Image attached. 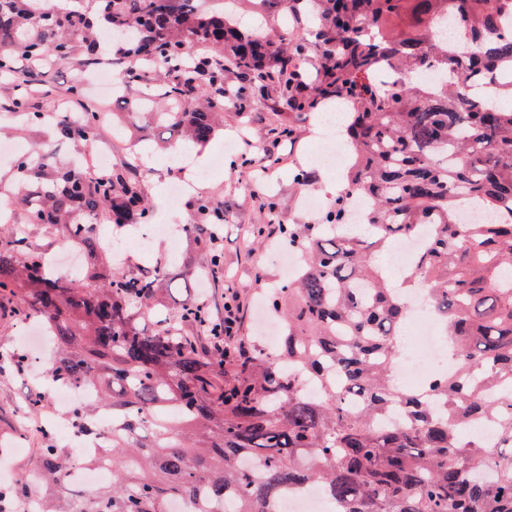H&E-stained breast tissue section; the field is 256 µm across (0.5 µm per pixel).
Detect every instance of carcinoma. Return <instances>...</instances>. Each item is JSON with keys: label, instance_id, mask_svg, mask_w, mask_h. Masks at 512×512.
<instances>
[{"label": "carcinoma", "instance_id": "cac0c4a2", "mask_svg": "<svg viewBox=\"0 0 512 512\" xmlns=\"http://www.w3.org/2000/svg\"><path fill=\"white\" fill-rule=\"evenodd\" d=\"M92 12L36 9L0 0V79L23 90L13 108L28 128L92 145L100 110L47 113L30 102L25 61L97 60L110 36L138 60L115 71L128 113L150 117L160 103L166 149L204 148L230 107L249 112L270 97L297 119L349 107L341 136L352 149L345 185L368 198L347 237L348 198L339 194L316 224L282 227L304 259L300 273L268 302L286 321L275 352L224 336L209 309H170L177 287L170 264L112 267L98 224L121 230L150 221L145 180L119 162L108 170L57 167L48 154L17 157L14 208L29 224L74 238L89 259L86 280L51 272L45 255L0 231V303L19 321L38 320L56 354L49 375L85 382L97 402L68 423L98 431L112 413V437L92 466L112 463V482L83 492L84 512H170L174 498L198 512H270L306 482L321 484L342 512H512V104L471 92L512 88V35L498 33L512 0H258L266 20L289 16V36L243 32L233 11L203 14L194 0H95ZM451 15L471 53L439 35ZM420 73L438 67V86L378 78L381 66ZM187 225L208 251L187 262L183 284L204 273L224 287V207L197 198ZM426 233L413 267L397 285L373 256L396 239ZM431 291L456 352L453 373L425 392L397 387V332L406 295ZM293 364L315 386L309 394L283 370ZM502 387L494 400L484 397ZM402 421H379L393 408ZM488 425L498 445L474 429ZM74 457L44 436L43 485L56 486ZM24 489L0 488V512H20Z\"/></svg>", "mask_w": 512, "mask_h": 512}]
</instances>
